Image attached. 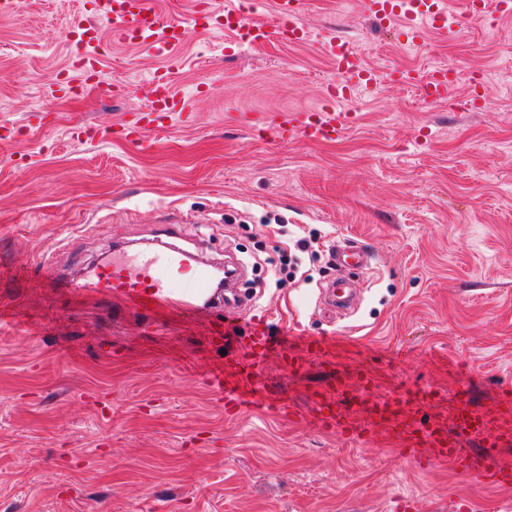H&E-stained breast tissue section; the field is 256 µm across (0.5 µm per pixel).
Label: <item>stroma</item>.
Wrapping results in <instances>:
<instances>
[{
  "instance_id": "1",
  "label": "stroma",
  "mask_w": 512,
  "mask_h": 512,
  "mask_svg": "<svg viewBox=\"0 0 512 512\" xmlns=\"http://www.w3.org/2000/svg\"><path fill=\"white\" fill-rule=\"evenodd\" d=\"M79 0H20L0 13V512H417L456 496L503 499L447 464L420 470L383 437L347 442L250 404L225 415L204 378L224 364L209 342L214 313L162 308L151 321L112 300L68 296L37 263L75 274L114 246H146L163 213L185 218L184 248L237 264L219 303L253 308L273 335L330 336L301 372L276 355L261 388L307 411L336 377L369 369L378 394L440 392L427 419L456 400L486 409L512 383V17L461 19L411 49L364 0H307L302 43L276 40L225 56V35L193 30L174 63L101 30L102 77L118 93L67 94L45 112L55 78H81L64 34ZM380 72L456 66L453 97L483 75L487 104L458 110L389 82L357 97L360 123L336 141L288 145L253 135L228 110L312 108L336 79L321 41L333 30ZM169 67L197 120L174 122L143 148L106 134L146 105L152 72ZM271 233L261 232L264 224ZM291 274L274 267L287 241ZM366 244L371 268L353 310L336 315L324 287L340 271L331 243Z\"/></svg>"
}]
</instances>
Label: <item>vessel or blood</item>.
<instances>
[{"label":"vessel or blood","instance_id":"vessel-or-blood-1","mask_svg":"<svg viewBox=\"0 0 512 512\" xmlns=\"http://www.w3.org/2000/svg\"><path fill=\"white\" fill-rule=\"evenodd\" d=\"M251 0H210L203 16L167 19L158 11L155 0H96L91 17L75 20L66 32L67 42L80 52L85 65L99 69L102 57L93 35L109 28L113 39L140 48L150 54L174 57L183 44L190 27L205 23L206 27L222 29L226 50L232 54L265 44L271 39L295 43L307 40L303 22L302 0H275L272 23L253 20ZM371 11L381 20L398 22L405 30L409 45L423 43L425 33H444L451 29L447 0H369ZM341 79L328 90L329 105L297 111H272L258 118L240 114L238 123L261 125L275 142L285 144L301 138L310 142L335 141L355 125L358 112L345 105L359 90L376 85L374 71L369 69L355 46L346 38L336 36L323 45ZM392 82L417 86L423 99L430 103L447 101L458 76L455 68L445 64L430 68L395 70ZM151 108L141 117L139 126L116 129L117 137L145 143L149 133L167 128L174 120L193 121L196 110L193 100L179 95L167 74L154 75L147 85ZM333 259L338 268H365L371 263L369 251L356 244L339 243ZM52 280L60 287L78 295L102 296L131 309L139 315L154 317L159 308L168 306L183 311L214 306L219 298L213 291L215 271L191 262V255L182 247L158 241L156 247L124 249L84 274L62 276L53 272L51 261H43ZM326 348L321 336H304L299 348L274 349L271 338L261 325H253L245 341L224 361L222 371L210 374L209 384L224 401L228 413L258 403L291 420L311 422L321 431L349 440H372L385 435L398 455L419 469L444 462L475 485L512 489V464L485 453L463 448L466 437L490 435L491 447L512 446V388L500 389L493 412L495 423H488L467 402H459L454 430L435 423L414 425L413 429L398 427L394 412L416 416L428 392L406 389L398 395L377 397L375 380L370 373L357 375L355 386L344 379L331 381L326 391L312 395L310 408L300 411L281 396H266L260 381V363L270 352H277L288 372L301 371L310 358L320 356Z\"/></svg>","mask_w":512,"mask_h":512}]
</instances>
